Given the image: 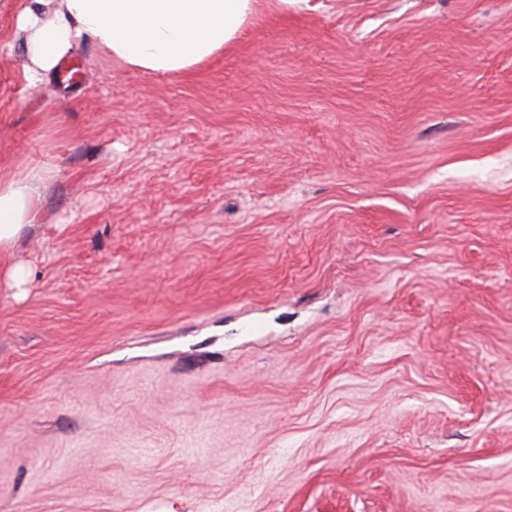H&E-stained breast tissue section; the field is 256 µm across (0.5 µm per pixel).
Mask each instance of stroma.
Listing matches in <instances>:
<instances>
[{
    "label": "stroma",
    "instance_id": "stroma-1",
    "mask_svg": "<svg viewBox=\"0 0 512 512\" xmlns=\"http://www.w3.org/2000/svg\"><path fill=\"white\" fill-rule=\"evenodd\" d=\"M0 0V512H512V0H257L29 86ZM24 267L28 279L7 277ZM43 169L0 171V256L8 255L18 236L38 220L43 200Z\"/></svg>",
    "mask_w": 512,
    "mask_h": 512
}]
</instances>
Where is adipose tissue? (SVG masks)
Listing matches in <instances>:
<instances>
[{
  "instance_id": "ef3b65f1",
  "label": "adipose tissue",
  "mask_w": 512,
  "mask_h": 512,
  "mask_svg": "<svg viewBox=\"0 0 512 512\" xmlns=\"http://www.w3.org/2000/svg\"><path fill=\"white\" fill-rule=\"evenodd\" d=\"M254 0H23L29 85L57 75L63 59L89 43L123 66L149 74L189 71L223 51L246 24ZM43 170L0 171V256L42 210Z\"/></svg>"
}]
</instances>
